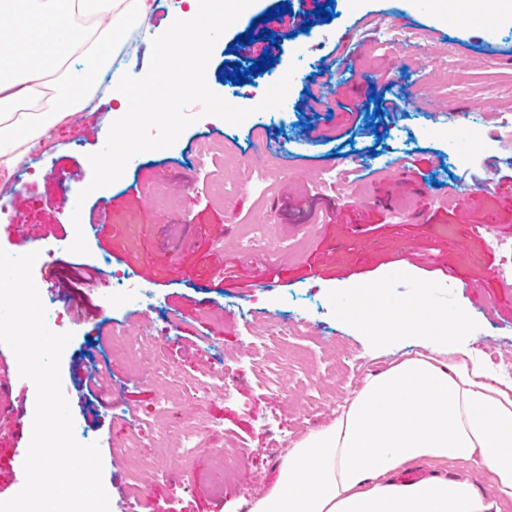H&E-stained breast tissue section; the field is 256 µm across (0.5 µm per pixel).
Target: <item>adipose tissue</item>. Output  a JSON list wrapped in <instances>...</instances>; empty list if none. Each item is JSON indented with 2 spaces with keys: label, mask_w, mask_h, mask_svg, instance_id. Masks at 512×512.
Wrapping results in <instances>:
<instances>
[{
  "label": "adipose tissue",
  "mask_w": 512,
  "mask_h": 512,
  "mask_svg": "<svg viewBox=\"0 0 512 512\" xmlns=\"http://www.w3.org/2000/svg\"><path fill=\"white\" fill-rule=\"evenodd\" d=\"M185 2L157 44L160 66L136 72L113 68L112 56L122 31L149 17L151 0H0V174L84 110L88 96L73 88L75 64L111 73L123 124L138 112L173 121L178 82L167 73L207 82L193 60L206 52V34L222 25L208 0ZM131 84L142 95H123ZM338 314L382 338L413 339L423 351L368 377L329 423L296 441L251 512H501L512 501V384L456 346L465 315L434 306L424 289L395 306L369 287ZM450 463L475 464L494 497L472 479L437 474ZM422 466L433 475L397 482L399 472Z\"/></svg>",
  "instance_id": "1"
}]
</instances>
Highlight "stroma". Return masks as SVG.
<instances>
[{"label":"stroma","instance_id":"35a3bbf8","mask_svg":"<svg viewBox=\"0 0 512 512\" xmlns=\"http://www.w3.org/2000/svg\"><path fill=\"white\" fill-rule=\"evenodd\" d=\"M286 0L233 7L235 19L207 37L212 99L255 111L224 122L209 102L181 101L178 128L143 131L141 150L122 175L94 194L95 161L113 148L117 103L97 106L55 128L45 158L0 176V224L24 225L34 246L70 238L72 252L35 261L33 279L60 313L72 338L61 358V385L75 425L98 442L110 512H240L277 479L282 455L308 431L328 423L369 375L387 369L408 342L384 346L342 321L338 307L356 287L373 283L391 300L427 289L440 307L464 312V344L512 359V288L501 285L512 243V143L494 123L512 113V6L499 29L457 15L448 0H334V18L283 41L272 68L243 85L221 79L236 64L232 48L253 19ZM177 10L155 0L136 57L156 64L155 43ZM397 55L380 52L388 34ZM366 50L354 54V41ZM398 103L366 115L371 94ZM330 105H322V98ZM479 114L474 142H449V118ZM384 139L367 156L369 176L345 167L354 149ZM276 158L270 181L238 187L225 155L251 158L258 142ZM212 152L201 156L200 143ZM405 162L395 181L389 169ZM332 169L334 185L313 174ZM497 186L485 189L486 176ZM465 185V198L436 209L437 187ZM232 206H225V199ZM107 232H100V225ZM127 268L155 304L112 302L108 263ZM294 323L287 341L265 337L270 314ZM157 338L156 353L178 370L182 386L167 396L161 374L134 371L112 355V340ZM107 374L113 397L85 387L82 364ZM168 406L167 424L200 420L204 432L188 457L166 448L151 427ZM141 428L143 464L131 468L127 444ZM31 430L0 416V501L22 488L20 468ZM234 445L239 468L216 489L210 464Z\"/></svg>","mask_w":512,"mask_h":512}]
</instances>
